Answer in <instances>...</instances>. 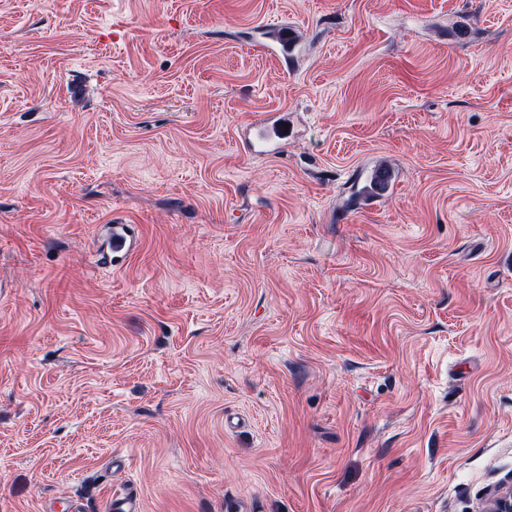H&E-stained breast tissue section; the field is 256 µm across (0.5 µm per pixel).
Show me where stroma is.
I'll return each instance as SVG.
<instances>
[{
  "label": "stroma",
  "mask_w": 512,
  "mask_h": 512,
  "mask_svg": "<svg viewBox=\"0 0 512 512\" xmlns=\"http://www.w3.org/2000/svg\"><path fill=\"white\" fill-rule=\"evenodd\" d=\"M509 480L512 0H0V512ZM284 131L282 120L278 116H272L267 121L253 124L247 129L243 146L249 152L274 154L278 151L277 139L287 135ZM109 247L114 265L122 263L132 248V239L128 225L114 224L109 235Z\"/></svg>",
  "instance_id": "obj_1"
}]
</instances>
